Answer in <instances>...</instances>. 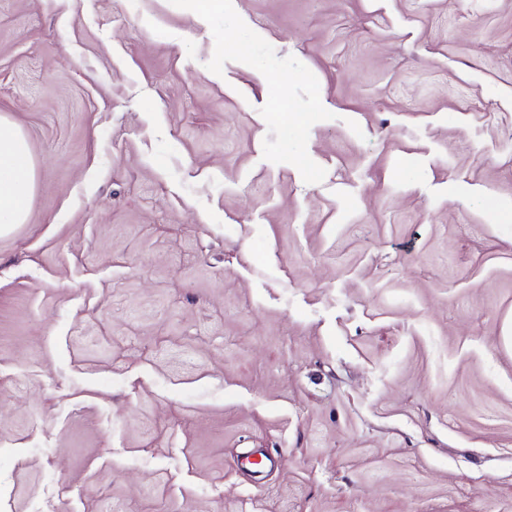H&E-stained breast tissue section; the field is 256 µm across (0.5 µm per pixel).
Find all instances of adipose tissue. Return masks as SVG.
I'll return each mask as SVG.
<instances>
[{
    "mask_svg": "<svg viewBox=\"0 0 512 512\" xmlns=\"http://www.w3.org/2000/svg\"><path fill=\"white\" fill-rule=\"evenodd\" d=\"M36 166L20 127L0 116V232L24 223L36 188Z\"/></svg>",
    "mask_w": 512,
    "mask_h": 512,
    "instance_id": "obj_1",
    "label": "adipose tissue"
}]
</instances>
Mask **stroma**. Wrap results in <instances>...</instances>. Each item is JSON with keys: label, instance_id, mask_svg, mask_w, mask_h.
<instances>
[{"label": "stroma", "instance_id": "stroma-1", "mask_svg": "<svg viewBox=\"0 0 512 512\" xmlns=\"http://www.w3.org/2000/svg\"><path fill=\"white\" fill-rule=\"evenodd\" d=\"M0 512H512V0H0ZM36 166L20 127L0 116V232L23 224L36 188Z\"/></svg>", "mask_w": 512, "mask_h": 512}]
</instances>
